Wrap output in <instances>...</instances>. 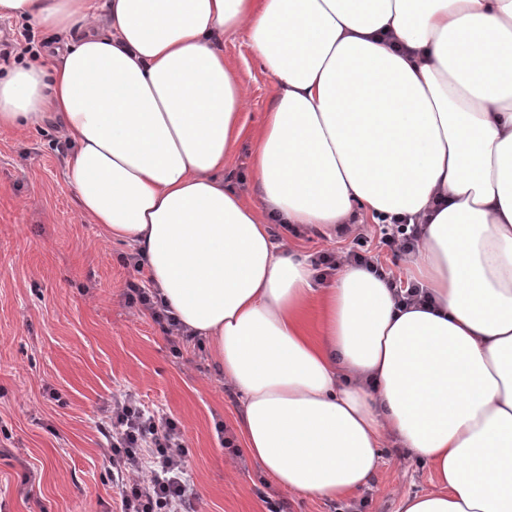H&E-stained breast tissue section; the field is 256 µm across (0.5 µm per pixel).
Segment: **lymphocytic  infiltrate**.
Returning a JSON list of instances; mask_svg holds the SVG:
<instances>
[{
    "label": "lymphocytic infiltrate",
    "instance_id": "f902f5d3",
    "mask_svg": "<svg viewBox=\"0 0 512 512\" xmlns=\"http://www.w3.org/2000/svg\"><path fill=\"white\" fill-rule=\"evenodd\" d=\"M310 262L321 280L339 264L348 262L385 281L398 301L409 304L424 297L419 287L402 285L378 256L360 248L341 253L321 251ZM124 298L128 306L147 312L168 335L173 354H180L185 334L156 294L130 281ZM106 413L110 422L103 432L107 441L106 473L118 491V512H192L197 492L186 473L187 445L177 422L149 411L129 391L113 395Z\"/></svg>",
    "mask_w": 512,
    "mask_h": 512
}]
</instances>
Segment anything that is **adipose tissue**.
Here are the masks:
<instances>
[{
	"instance_id": "1",
	"label": "adipose tissue",
	"mask_w": 512,
	"mask_h": 512,
	"mask_svg": "<svg viewBox=\"0 0 512 512\" xmlns=\"http://www.w3.org/2000/svg\"><path fill=\"white\" fill-rule=\"evenodd\" d=\"M0 18L70 38L0 79V133L58 122L80 211L211 344L279 488L351 495L393 442L439 484L400 512H512V0H0ZM239 30L275 89L254 200L224 184ZM392 215L423 226L406 265L427 303L348 264L317 289L270 235Z\"/></svg>"
}]
</instances>
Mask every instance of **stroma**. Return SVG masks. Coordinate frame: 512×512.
I'll return each mask as SVG.
<instances>
[{
    "label": "stroma",
    "instance_id": "obj_1",
    "mask_svg": "<svg viewBox=\"0 0 512 512\" xmlns=\"http://www.w3.org/2000/svg\"><path fill=\"white\" fill-rule=\"evenodd\" d=\"M55 34L0 19V78L42 61ZM224 58L248 91L246 134L224 165V181L246 198L251 133L272 106L274 86L246 32L224 37ZM54 120L0 135V512H115L99 427L114 392L174 419L188 446L186 470L197 512H331L332 502L278 488L239 447L221 445L218 426L241 436L242 395L225 384L209 349L184 343L181 355L151 317L123 296L130 277L118 257L127 245L81 214L65 180L70 152ZM61 393L52 400L49 389ZM30 483H23V476ZM435 486L430 467L384 449L365 512H399L402 496Z\"/></svg>",
    "mask_w": 512,
    "mask_h": 512
}]
</instances>
